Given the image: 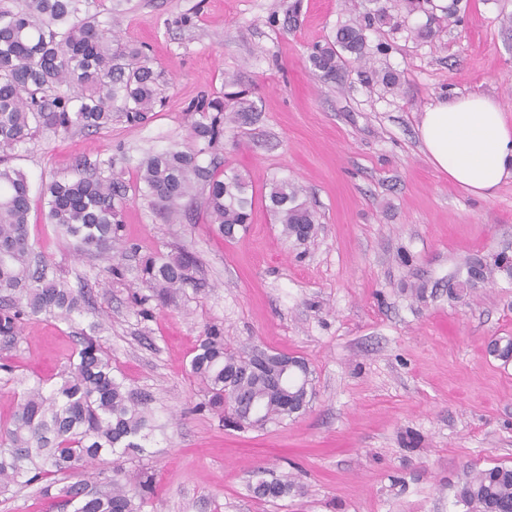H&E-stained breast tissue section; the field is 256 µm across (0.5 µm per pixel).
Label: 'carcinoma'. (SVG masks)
I'll return each instance as SVG.
<instances>
[{
	"instance_id": "obj_1",
	"label": "carcinoma",
	"mask_w": 512,
	"mask_h": 512,
	"mask_svg": "<svg viewBox=\"0 0 512 512\" xmlns=\"http://www.w3.org/2000/svg\"><path fill=\"white\" fill-rule=\"evenodd\" d=\"M369 2L374 7L310 53V65L323 80L334 81L347 65L365 60L366 31L396 26L389 6ZM94 5L95 0H22L16 11L0 8V292L8 293L0 306V338L7 343L17 340L27 317L45 314L73 322L86 306V297L67 288L51 265H33L29 184L21 170L9 165L10 153L39 130L97 132L117 114L141 123L162 102L159 73L140 49L114 39ZM252 111L244 90L195 105L187 146L141 163L145 195L177 219L194 211L200 190L214 231L238 234L252 210L249 182L239 171L221 169L204 157L222 144L226 122L244 121ZM124 190L117 177L79 171L45 187L46 219L79 250L108 256L121 242L115 199ZM269 200L285 237L298 242L311 237L316 215L292 184L273 182ZM196 266L185 249L146 257L140 282L150 294L139 304L176 303L194 281ZM282 358L280 353L259 358L254 348L233 349L217 327H208L189 362V375L201 385L198 410L240 428L281 424L300 414L311 399V372L298 359L300 381L283 389L276 382ZM18 398L11 418L0 424L1 494L12 486L37 484L54 512H142L155 494L153 477L145 470L133 482L116 468L112 478L90 489L80 482L57 488L62 476L107 456L142 455L155 429L147 399L113 374L112 356L98 337L83 336L60 382L39 379ZM292 488L291 481L275 479L259 483L253 492L274 500ZM454 499L465 512H512V465L466 471Z\"/></svg>"
}]
</instances>
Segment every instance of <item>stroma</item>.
I'll use <instances>...</instances> for the list:
<instances>
[{
  "instance_id": "35a3bbf8",
  "label": "stroma",
  "mask_w": 512,
  "mask_h": 512,
  "mask_svg": "<svg viewBox=\"0 0 512 512\" xmlns=\"http://www.w3.org/2000/svg\"><path fill=\"white\" fill-rule=\"evenodd\" d=\"M366 5L100 0L103 24L161 71V107L140 124L114 116L96 133L43 130L12 155L31 186V242L87 292L90 310L73 322L29 318L15 346L0 345V363L16 366L0 372V420L25 385L57 378L98 323L115 374L150 395L160 425L142 460L97 467L151 473L143 512H453L467 467L512 465V362L490 351L512 336V277L494 264L512 257V178L493 197L468 194L433 168L417 130L434 99L454 94L490 96L512 121V0H460L429 42L412 35L424 14L400 18L398 29L369 32L367 66L320 79L313 45ZM366 69L395 74L397 88L365 82ZM228 81L254 106L217 152L253 190L250 222L232 241L203 211L167 218L138 174L148 154L184 146L192 103ZM83 162L126 186L124 247L108 260L77 253L45 218L43 187ZM276 180L298 186L318 217L307 243L287 239L268 206ZM178 248L197 258L194 284L176 305L142 314L141 258ZM474 264L482 279L449 293ZM209 325L230 346L302 358L313 379L307 412L240 431L196 411L189 361ZM275 477L293 482L290 494L256 498L254 486Z\"/></svg>"
}]
</instances>
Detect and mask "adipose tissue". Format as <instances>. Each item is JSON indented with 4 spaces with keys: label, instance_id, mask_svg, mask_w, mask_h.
Masks as SVG:
<instances>
[{
    "label": "adipose tissue",
    "instance_id": "ef3b65f1",
    "mask_svg": "<svg viewBox=\"0 0 512 512\" xmlns=\"http://www.w3.org/2000/svg\"><path fill=\"white\" fill-rule=\"evenodd\" d=\"M418 132L431 165L472 196L490 198L512 177V124L489 96L429 104Z\"/></svg>",
    "mask_w": 512,
    "mask_h": 512
}]
</instances>
